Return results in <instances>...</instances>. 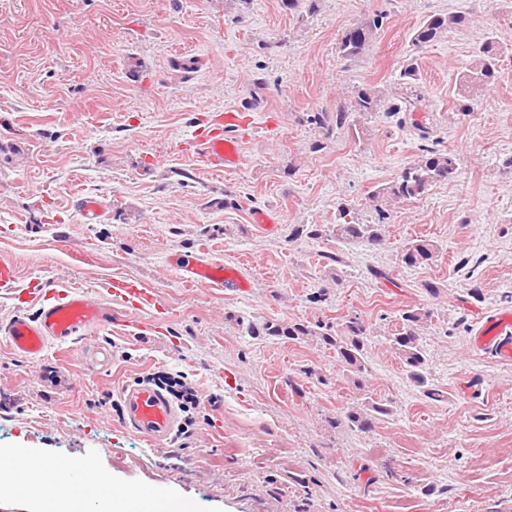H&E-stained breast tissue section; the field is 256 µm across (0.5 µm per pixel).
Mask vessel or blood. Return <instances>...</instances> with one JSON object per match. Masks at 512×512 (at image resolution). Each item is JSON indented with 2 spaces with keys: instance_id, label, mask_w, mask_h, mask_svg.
<instances>
[{
  "instance_id": "vessel-or-blood-1",
  "label": "vessel or blood",
  "mask_w": 512,
  "mask_h": 512,
  "mask_svg": "<svg viewBox=\"0 0 512 512\" xmlns=\"http://www.w3.org/2000/svg\"><path fill=\"white\" fill-rule=\"evenodd\" d=\"M248 138V124L241 113H214L209 124L196 128L186 152L202 169L211 173L232 172L243 162L242 148ZM173 265L184 282L203 284L230 294L247 293L251 287L242 272L231 265L214 263L197 253L174 259ZM18 269L13 259L0 256V294L16 302L17 310L4 331L11 349L26 358H36L51 343L68 344L97 328L112 325V311L89 292L50 281H34L18 289ZM108 296L123 307L125 326L137 317L166 309L153 289L135 281L113 278L104 285ZM474 348L493 353L499 360L512 361V311L487 317L472 340ZM123 422L152 443L171 440L177 432L178 413L170 398L149 385L126 386L121 392ZM45 471L52 482L69 486L97 481L91 462L81 458L59 465L49 463Z\"/></svg>"
}]
</instances>
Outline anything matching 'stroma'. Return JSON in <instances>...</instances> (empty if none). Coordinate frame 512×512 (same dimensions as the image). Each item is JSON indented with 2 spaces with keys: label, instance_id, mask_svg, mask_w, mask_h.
I'll list each match as a JSON object with an SVG mask.
<instances>
[{
  "label": "stroma",
  "instance_id": "35a3bbf8",
  "mask_svg": "<svg viewBox=\"0 0 512 512\" xmlns=\"http://www.w3.org/2000/svg\"><path fill=\"white\" fill-rule=\"evenodd\" d=\"M376 13L384 24L363 55L340 58L343 33ZM434 14L465 22L415 46ZM491 35L512 44V0H303L296 12L281 0H0V255L22 288L49 279L97 295L126 278L169 310L158 334L122 326L113 304L111 329L33 361L0 333V453L24 473L90 454L105 488L145 499L159 488L188 512H512V363L471 346L483 317L512 310V55L490 88L456 86ZM410 63L412 86L400 77ZM361 87L389 105L420 90L413 120L459 158L453 179L392 209L375 246L327 227L343 207L374 221L368 193L417 160L414 129L382 113L362 118L358 138L307 121ZM227 109L250 119L243 164L208 174L181 147ZM79 193L105 202L99 222L75 210ZM260 210L273 231L257 226ZM311 226L318 237L301 235ZM419 236L439 258L410 268L401 250ZM202 250L251 292L183 283L170 259ZM411 309L430 314L420 336L438 400L391 347ZM355 315L370 329L356 383L318 337L262 332ZM98 347L110 363L91 359ZM159 372L186 376L202 418L194 436L156 446L113 403ZM367 398L391 413L363 433L345 414Z\"/></svg>",
  "mask_w": 512,
  "mask_h": 512
}]
</instances>
